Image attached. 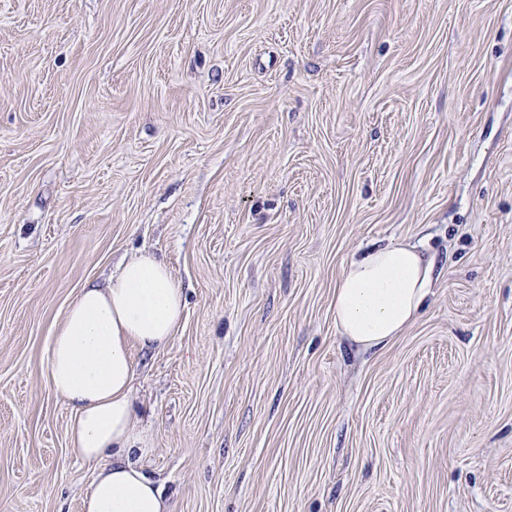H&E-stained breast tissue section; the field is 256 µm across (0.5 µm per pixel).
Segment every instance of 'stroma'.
Instances as JSON below:
<instances>
[{"label": "stroma", "instance_id": "35a3bbf8", "mask_svg": "<svg viewBox=\"0 0 512 512\" xmlns=\"http://www.w3.org/2000/svg\"><path fill=\"white\" fill-rule=\"evenodd\" d=\"M392 241L432 290L359 353L333 290ZM143 252L172 512H512V0H0V512H81L49 344Z\"/></svg>", "mask_w": 512, "mask_h": 512}]
</instances>
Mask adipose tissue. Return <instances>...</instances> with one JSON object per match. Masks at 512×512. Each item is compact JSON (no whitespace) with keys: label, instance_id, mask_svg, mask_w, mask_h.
<instances>
[{"label":"adipose tissue","instance_id":"ef3b65f1","mask_svg":"<svg viewBox=\"0 0 512 512\" xmlns=\"http://www.w3.org/2000/svg\"><path fill=\"white\" fill-rule=\"evenodd\" d=\"M434 263L412 243H389L352 260L336 284V325L361 349L382 347L414 323L431 292ZM182 291L165 262L149 253L127 261L105 285H87L52 337V392L72 409L70 453L99 463L82 512H170L162 489L132 461L146 452L137 430L131 347L156 350L175 336Z\"/></svg>","mask_w":512,"mask_h":512}]
</instances>
